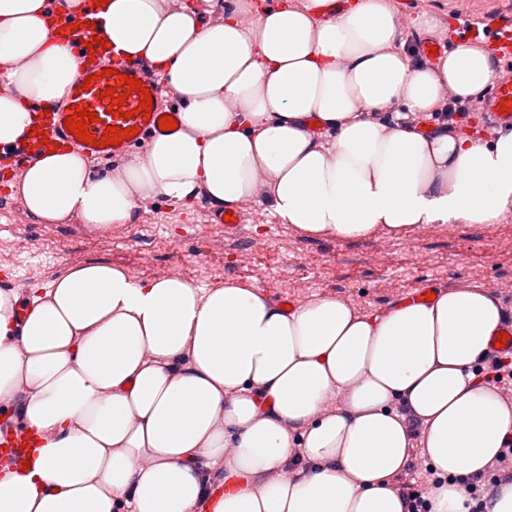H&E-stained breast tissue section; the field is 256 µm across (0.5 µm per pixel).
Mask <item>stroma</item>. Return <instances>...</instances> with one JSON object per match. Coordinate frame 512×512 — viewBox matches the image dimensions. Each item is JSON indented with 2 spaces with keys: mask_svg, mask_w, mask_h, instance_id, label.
Returning <instances> with one entry per match:
<instances>
[{
  "mask_svg": "<svg viewBox=\"0 0 512 512\" xmlns=\"http://www.w3.org/2000/svg\"><path fill=\"white\" fill-rule=\"evenodd\" d=\"M454 0H421L415 13L398 19L396 47H408L430 20L433 38L454 44ZM206 199L141 203L136 222L109 231L70 219L49 224L30 216L17 224L0 214V276L44 284L64 270L92 261L126 269L141 281L175 267L200 288L233 280L259 288L272 302L302 304L315 295L343 299L378 311L406 294L478 285L512 311V216L494 224H429L392 238L376 233L350 240L309 237L281 222L268 197L256 199L240 233L209 223ZM37 241L36 251L8 246L16 234Z\"/></svg>",
  "mask_w": 512,
  "mask_h": 512,
  "instance_id": "stroma-1",
  "label": "stroma"
}]
</instances>
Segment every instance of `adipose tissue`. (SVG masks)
<instances>
[{"label": "adipose tissue", "instance_id": "obj_1", "mask_svg": "<svg viewBox=\"0 0 512 512\" xmlns=\"http://www.w3.org/2000/svg\"><path fill=\"white\" fill-rule=\"evenodd\" d=\"M283 0L245 27L213 0H105L114 51L150 59L184 102L180 132L122 174L66 150L15 190L48 223H126L138 202L205 189L232 207L268 177L282 223L346 240L512 214V131L421 135L442 92L473 96L495 74L468 43L431 67L395 47L389 0ZM80 62L45 0H0V142L25 100L65 99ZM400 109L387 124L363 110ZM331 131L322 140L318 129ZM500 299L455 288L374 314L315 296L285 309L252 286L135 280L90 262L22 294L0 289V408L42 434L29 471L0 472V512H198L201 471L238 489L215 512H404L391 488L421 424L445 482L430 512H469L454 479L483 472L512 436V403L474 369L504 322ZM276 473L256 485L253 476Z\"/></svg>", "mask_w": 512, "mask_h": 512}]
</instances>
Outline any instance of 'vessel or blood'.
Instances as JSON below:
<instances>
[{
    "instance_id": "1",
    "label": "vessel or blood",
    "mask_w": 512,
    "mask_h": 512,
    "mask_svg": "<svg viewBox=\"0 0 512 512\" xmlns=\"http://www.w3.org/2000/svg\"><path fill=\"white\" fill-rule=\"evenodd\" d=\"M46 6L56 37L80 59L82 79L91 77L92 83L86 87L82 79L75 82L66 99L60 103L27 100L25 108L30 115L31 125L46 131L47 139L42 142L38 137L24 133L12 143H0V172L9 174L13 179L22 177L32 165L50 155L51 145L55 142L59 143L61 150L75 149L93 160L116 166L128 162L136 157L138 149L147 141L159 135V119L165 115L178 116L179 107L164 104V90L148 59L113 55L103 45L95 43V36L101 33L102 21L101 9L94 0H83V9L78 13L59 11L57 0H46ZM454 31L462 38L482 41L495 62L512 59V8L490 12L480 23L471 26L456 22ZM124 74L141 80L143 87L149 89L152 96L150 115L138 114L139 94H127L125 87L120 86L119 80ZM109 87L113 88L115 96L125 97L126 108L133 111V118L127 120L108 113V103L100 93ZM509 98H512V72L503 75L484 95L474 99L473 104L482 113L489 132L512 126V113L500 108L501 102ZM81 105L99 116L98 121L88 126L91 134L102 135L107 127L116 125L122 129L130 126L137 128V135L122 140L119 145L103 148L80 143L74 134L66 130L64 120L74 115L76 107ZM207 212L211 219L224 224L229 231L237 230L245 220L244 210L239 206L228 211L224 207L211 205ZM38 445L39 436L33 430L10 421L0 423L1 468L19 469L26 461L28 451Z\"/></svg>"
}]
</instances>
